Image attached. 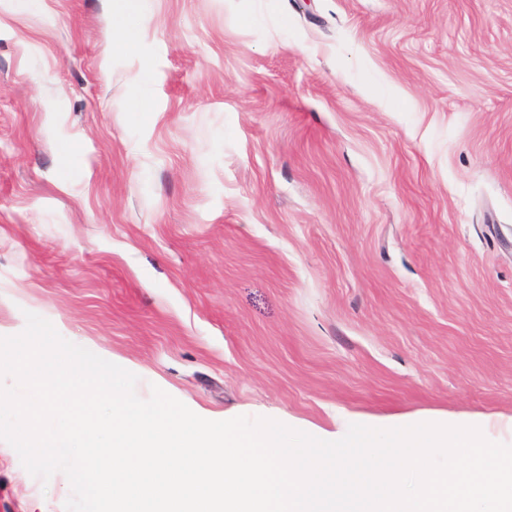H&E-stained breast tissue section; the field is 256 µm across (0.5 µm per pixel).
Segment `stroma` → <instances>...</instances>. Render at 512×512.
Returning <instances> with one entry per match:
<instances>
[{"label":"stroma","instance_id":"35a3bbf8","mask_svg":"<svg viewBox=\"0 0 512 512\" xmlns=\"http://www.w3.org/2000/svg\"><path fill=\"white\" fill-rule=\"evenodd\" d=\"M112 5L0 0V336L209 420L512 445V0H145L123 54ZM67 498L0 441V512Z\"/></svg>","mask_w":512,"mask_h":512}]
</instances>
